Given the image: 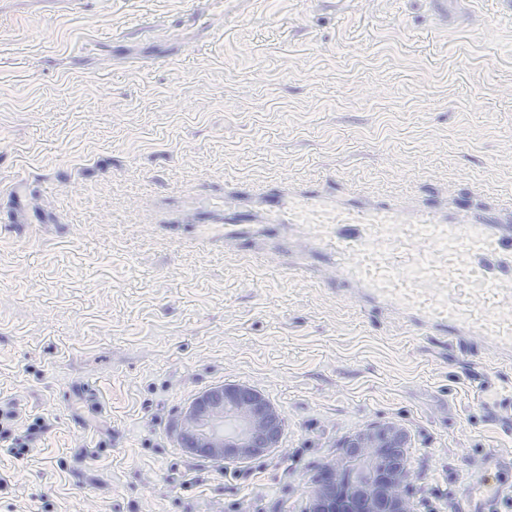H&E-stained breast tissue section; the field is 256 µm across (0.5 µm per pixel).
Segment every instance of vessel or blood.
<instances>
[{
	"label": "vessel or blood",
	"instance_id": "b4317fda",
	"mask_svg": "<svg viewBox=\"0 0 512 512\" xmlns=\"http://www.w3.org/2000/svg\"><path fill=\"white\" fill-rule=\"evenodd\" d=\"M224 239L294 229L310 263L330 267L340 301L395 313L417 334L482 340L512 361V198L464 204L427 195L369 196L321 180L224 192ZM460 512H498L474 487Z\"/></svg>",
	"mask_w": 512,
	"mask_h": 512
}]
</instances>
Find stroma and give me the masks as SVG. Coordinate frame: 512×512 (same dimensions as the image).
I'll return each instance as SVG.
<instances>
[{
    "instance_id": "35a3bbf8",
    "label": "stroma",
    "mask_w": 512,
    "mask_h": 512,
    "mask_svg": "<svg viewBox=\"0 0 512 512\" xmlns=\"http://www.w3.org/2000/svg\"><path fill=\"white\" fill-rule=\"evenodd\" d=\"M512 195L498 0H0V512H306L336 444L393 423L415 512L497 454L512 367L337 300L323 270L215 236L241 179ZM242 384L280 413L245 460L184 415ZM31 452L10 453L15 441Z\"/></svg>"
}]
</instances>
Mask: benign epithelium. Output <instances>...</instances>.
<instances>
[{"mask_svg":"<svg viewBox=\"0 0 512 512\" xmlns=\"http://www.w3.org/2000/svg\"><path fill=\"white\" fill-rule=\"evenodd\" d=\"M282 418L261 394L244 385L215 388L204 393L187 412L181 430L190 453L224 458H252L273 448ZM406 432L397 425L362 428L340 440L343 457L328 466L312 494L309 512H333L328 505L344 497L359 512H413L412 485L405 465L380 470L386 448H404Z\"/></svg>","mask_w":512,"mask_h":512,"instance_id":"7a95c632","label":"benign epithelium"}]
</instances>
